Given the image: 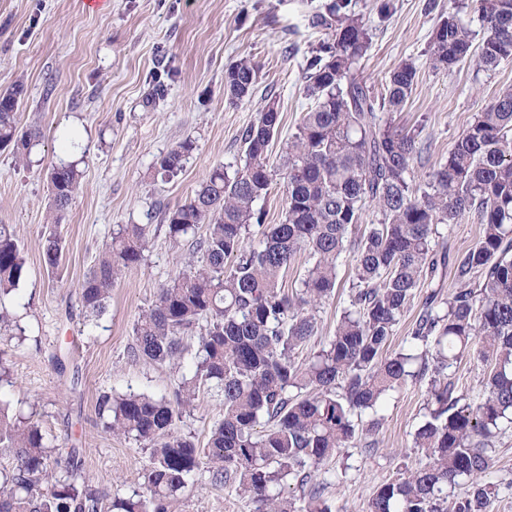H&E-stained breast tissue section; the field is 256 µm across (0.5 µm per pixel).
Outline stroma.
<instances>
[{
	"mask_svg": "<svg viewBox=\"0 0 512 512\" xmlns=\"http://www.w3.org/2000/svg\"><path fill=\"white\" fill-rule=\"evenodd\" d=\"M329 0H0V90L23 84L19 126L42 138L29 163L0 150V224L10 225L27 258V275L10 300L23 335L0 336L14 385V406L34 413L48 446L76 449L105 502L138 486L147 451L112 437L97 411L101 393L131 390L172 397L181 372L129 358L134 323L158 289L182 267L191 238L172 241L161 211L183 203L214 167L242 156L241 135L266 98L279 103V141L296 131L311 105L303 72L319 33L314 15ZM357 0L372 34L363 61L367 82L380 83L400 63H412L417 83L395 123L421 127L433 157L447 154L459 133L497 90L512 83V62L493 72L464 62L433 71L427 48L441 13L459 10L475 36L483 27L468 0ZM256 67L250 99L224 94V73L240 58ZM194 144L173 179L156 176L157 158L176 143ZM77 162L82 173L58 230L64 240L58 270L42 262L50 228L48 172ZM120 224L151 231L141 264L116 280L105 313L86 318L78 288ZM351 261L338 269L335 296L317 314L318 330L303 356L318 351L349 304ZM427 385L407 383L385 396L377 448L341 449L316 473L333 512H368L383 484L418 464L413 436L427 412ZM223 417L222 398L205 392L180 428L206 443ZM231 487L213 486L207 470L173 512H252Z\"/></svg>",
	"mask_w": 512,
	"mask_h": 512,
	"instance_id": "stroma-1",
	"label": "stroma"
}]
</instances>
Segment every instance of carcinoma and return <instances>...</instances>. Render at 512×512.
I'll return each instance as SVG.
<instances>
[{
	"label": "carcinoma",
	"instance_id": "cac0c4a2",
	"mask_svg": "<svg viewBox=\"0 0 512 512\" xmlns=\"http://www.w3.org/2000/svg\"><path fill=\"white\" fill-rule=\"evenodd\" d=\"M484 23L479 44L457 14L436 24L428 60L450 72L464 60L494 71L512 59V0H471ZM313 24L325 31L305 69L312 106L297 132L273 152L280 107L265 99L242 134L244 163L215 167L194 195L165 213L168 237L194 239L184 268L158 289L133 327L131 356L184 369L174 398L130 391L102 393L99 416L110 434L148 451L137 490L112 502V512H172L207 466L215 486H234L254 512H332L320 465L375 432L382 398L408 379L430 378V407L413 447L415 468L382 485L369 512H493L508 482L482 480L495 466L492 448L512 416V84L475 113L448 155L432 160L421 129L395 126L416 84V68L402 63L380 87L367 84L362 60L371 35L355 0H331ZM256 69L247 57L229 67L224 91L251 97ZM24 88L0 92V149L20 161L39 144L40 130L22 131ZM190 140L160 155L155 171L170 180L193 151ZM426 180L416 183L417 169ZM281 175L286 213L263 226L257 201ZM54 223L69 208L81 172L62 163L48 173ZM378 222L362 224L365 204ZM470 216L480 225L474 246L454 260L457 287L443 296L432 287L438 260L432 245L441 224ZM261 228L258 246L247 244ZM148 224H121L79 288L82 308L99 317L118 275L142 260ZM61 235L42 242L47 270L58 268ZM312 266L291 293L280 282L297 254ZM349 256L355 280L349 306L333 336L305 361L299 351L317 332V313ZM26 275L24 248L0 225V329L10 330L9 296ZM431 286L412 328L417 353L388 352L415 290ZM199 329L197 350L184 365L183 335ZM477 355L482 394L469 401L444 380L452 365ZM12 385L0 360V453L12 458L0 475V512H102L103 495L82 475L75 452L47 446L39 427L15 410L3 388ZM223 395L224 419L203 447L178 429L202 390ZM372 412L365 425L362 415ZM263 430H257V427ZM296 485L303 496H283Z\"/></svg>",
	"mask_w": 512,
	"mask_h": 512
}]
</instances>
